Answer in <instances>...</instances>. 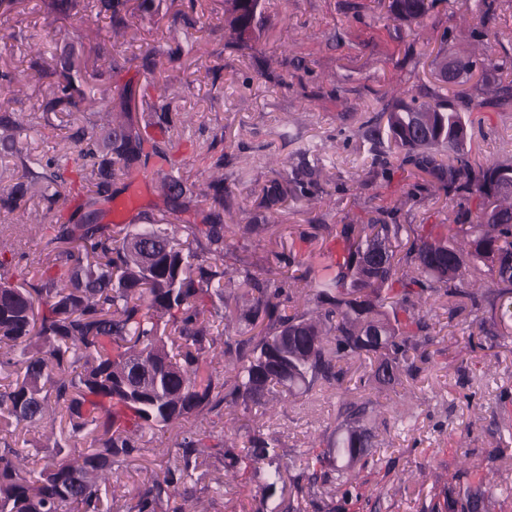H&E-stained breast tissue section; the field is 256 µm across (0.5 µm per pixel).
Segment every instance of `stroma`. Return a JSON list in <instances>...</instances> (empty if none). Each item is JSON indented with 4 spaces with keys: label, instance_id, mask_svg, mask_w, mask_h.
Returning a JSON list of instances; mask_svg holds the SVG:
<instances>
[{
    "label": "stroma",
    "instance_id": "35a3bbf8",
    "mask_svg": "<svg viewBox=\"0 0 512 512\" xmlns=\"http://www.w3.org/2000/svg\"><path fill=\"white\" fill-rule=\"evenodd\" d=\"M360 2L355 18L346 9L348 0H263L265 29L242 53L226 46L224 0H201L192 27L173 24L167 16L159 24L137 22L116 34L105 17L92 12L75 23L50 12L44 0H25L9 24L39 31L49 58L67 44L79 51L100 42L108 49L101 68L114 58L127 60L118 81L132 86V111L143 134H160L140 100L157 97L161 89H169L173 113H193L191 124L176 121L170 129L176 160L172 176L182 180L197 207H204L212 159L224 156L232 190L225 223L276 227L275 235L253 237L242 260L225 257L222 284L230 291L241 261L251 262L259 274L271 252L288 246L307 252L299 236L313 225L364 221L380 209L393 211L400 224H451L461 209L477 204L476 198L451 197L443 190H416L409 166L394 169L390 181L370 183L372 154L358 128L395 91L426 102L448 96L433 63L439 48L462 61L512 58V0H502L497 19L486 24L475 11V0H439L417 31L390 20L385 0ZM152 46H179L186 53L178 64L158 57L155 70L147 72L138 58ZM0 63L24 75L8 108L27 124L13 149L0 148L1 191L21 177L18 156L56 154L76 126L68 113L40 112L46 83L36 78L23 49L0 40ZM472 119L473 165L512 157V106L478 108ZM301 166L312 169L319 194L259 208L268 181L288 178ZM136 180L130 209L124 206L128 181L115 182L103 223L122 229L133 223L141 229L165 217L161 173L153 168ZM45 207L33 198L0 223L14 282L29 279V263L43 251L37 225ZM499 321L505 324L500 336L480 332V324ZM431 323V359L420 371L400 373L391 385H365L361 379L368 377L370 366L357 360L345 364L342 386L320 384L270 410L236 408L242 429L237 446H244L249 431L274 436L282 463L289 465L290 475H298L293 460L321 452L335 439L340 408L369 400L377 414L368 465L360 470L356 488L332 497L318 495V504H332L334 512H463L449 508V492L479 489L484 496L478 512H512V297L473 316L452 317L440 306ZM63 427L56 414L16 427V440L26 448L31 466H42L55 455L65 442ZM203 431L220 442L223 418L202 412L145 431L142 455L124 463L117 481L101 492L112 512H126L139 490L174 465L173 450L183 433ZM187 487L192 495L186 505L194 512H254L259 502L272 508L283 497L278 487L225 481L221 464L212 457L202 459Z\"/></svg>",
    "mask_w": 512,
    "mask_h": 512
}]
</instances>
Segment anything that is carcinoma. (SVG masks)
Segmentation results:
<instances>
[{
	"label": "carcinoma",
	"mask_w": 512,
	"mask_h": 512,
	"mask_svg": "<svg viewBox=\"0 0 512 512\" xmlns=\"http://www.w3.org/2000/svg\"><path fill=\"white\" fill-rule=\"evenodd\" d=\"M130 0H48V8L64 17L82 19L87 11L109 18L111 28H128ZM225 23L236 35L238 50L264 26L261 0H225ZM436 0H391L393 20L419 24ZM7 38L25 44L31 67L55 76L39 109L43 112L86 111L87 88L101 92L103 111L120 108V121L91 131L78 128L59 153L38 160L40 170L19 159L22 180L0 196V209L12 213L35 196L46 202L50 224L44 258L37 261L34 281L14 284L0 261V344L21 349L22 358L0 360V426L35 423L49 404L61 409L69 438L88 448L72 461L56 454L42 469L26 470L23 449L0 435V512H103L101 485L115 469L142 454L135 433L167 427L203 411L264 407L276 397L309 392L317 384L339 383L341 363L367 357L372 377L381 384L395 380L394 371L428 360L427 316L441 300L448 314L496 303L512 294V158L477 169L470 160L468 116L458 108H481L485 101L453 97L434 103L396 99L366 120L363 136L371 144L373 179L386 177L394 162L409 165L450 195L475 196L479 211L463 209L454 224L417 226L392 224L381 212L368 222L324 224L326 237L311 249L313 263L293 251H274L277 264L305 267L296 280L309 289L308 304H299L295 289L273 269L252 273L242 261L238 291L225 293V271L217 264L192 258L201 250L224 259L230 237L266 230L264 224L224 223L231 191L226 177L208 185V206L197 211V224L152 226L121 235L100 223L103 205L112 201L119 176L140 173L150 160L172 163L171 139L144 142L131 115L126 86L112 77L126 65L108 69L83 61H57L44 66L40 38L24 30ZM441 81L457 84L461 74L480 70L476 84L491 85L495 104L512 103V80H503L506 63L493 59L469 61L447 73L438 64ZM21 74L0 66V96L15 92ZM161 124L172 122L168 96L145 103ZM87 190L66 194L70 155ZM171 210L185 213L182 182L163 177ZM317 186L312 173L297 169L281 182L271 180L258 207L271 209L291 197L301 200ZM71 206L78 219L57 218ZM486 283L473 291L461 287L464 272ZM238 325L237 336L224 335V321ZM234 357L231 380L211 370L218 345ZM370 402L350 404L338 414L334 447L301 459L309 486L346 484L345 475L371 446L364 424ZM209 436L192 433L179 444L177 463L135 496L128 512H179L176 499L186 498L185 480L199 458L220 456L236 478L254 481L265 474L262 464L279 458L276 439L261 432L247 435L248 446L208 444ZM281 512H308L310 492L296 482Z\"/></svg>",
	"instance_id": "cac0c4a2"
}]
</instances>
